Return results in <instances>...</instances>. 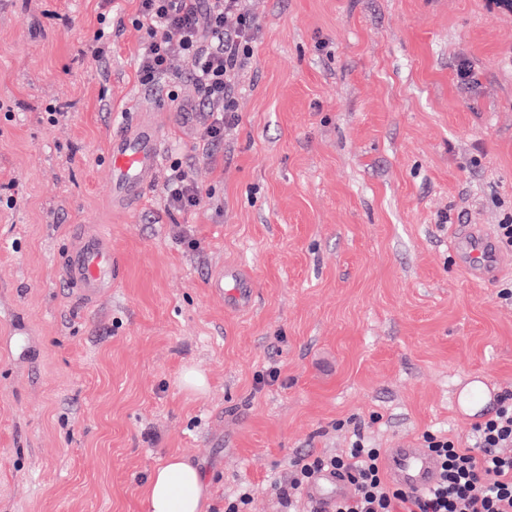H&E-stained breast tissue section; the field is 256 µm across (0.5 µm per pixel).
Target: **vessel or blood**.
<instances>
[{
	"label": "vessel or blood",
	"mask_w": 512,
	"mask_h": 512,
	"mask_svg": "<svg viewBox=\"0 0 512 512\" xmlns=\"http://www.w3.org/2000/svg\"><path fill=\"white\" fill-rule=\"evenodd\" d=\"M166 141L165 123L154 118L131 119L112 133L109 169L113 208L123 210L141 200L154 181ZM448 247L464 256L469 272L481 281L492 280L504 265L494 239L481 225H456ZM61 273L86 303L111 292L115 259L110 237L103 233L74 234L63 256ZM209 288L235 310L249 308L255 294L253 282L234 266L218 268L209 279ZM385 468L393 483L417 494L433 486L439 477L436 460L414 442L389 449ZM347 490L343 479L326 473L309 487L307 495L322 512H330Z\"/></svg>",
	"instance_id": "obj_1"
}]
</instances>
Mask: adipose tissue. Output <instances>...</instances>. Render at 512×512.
<instances>
[{
  "label": "adipose tissue",
  "instance_id": "obj_1",
  "mask_svg": "<svg viewBox=\"0 0 512 512\" xmlns=\"http://www.w3.org/2000/svg\"><path fill=\"white\" fill-rule=\"evenodd\" d=\"M210 486L201 471L169 454L152 471L143 492L146 512H207Z\"/></svg>",
  "mask_w": 512,
  "mask_h": 512
}]
</instances>
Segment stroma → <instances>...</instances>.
<instances>
[{
  "instance_id": "1",
  "label": "stroma",
  "mask_w": 512,
  "mask_h": 512,
  "mask_svg": "<svg viewBox=\"0 0 512 512\" xmlns=\"http://www.w3.org/2000/svg\"><path fill=\"white\" fill-rule=\"evenodd\" d=\"M249 7L236 119L207 147L177 119L192 80L174 103L137 79L138 0H0V196L17 201L0 210V512H145L172 453L205 474L210 512L244 483L252 512H288L270 486L290 457L339 452L358 427L377 448L463 442L467 378L512 394V247L489 282L448 248L454 225L512 219V13ZM145 110L170 121L161 167L181 160L200 206L170 211L156 182L112 209L108 142ZM79 227L112 239V295L93 306L58 272ZM221 265L254 280L250 309L210 293ZM187 365L204 397L181 389Z\"/></svg>"
}]
</instances>
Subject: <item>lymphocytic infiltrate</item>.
<instances>
[{"label": "lymphocytic infiltrate", "instance_id": "lymphocytic-infiltrate-1", "mask_svg": "<svg viewBox=\"0 0 512 512\" xmlns=\"http://www.w3.org/2000/svg\"><path fill=\"white\" fill-rule=\"evenodd\" d=\"M138 2L136 23L148 30L139 58L141 84L168 83L174 100L182 78L191 79L201 93L203 140H223L224 125L235 110L239 73L254 55L258 32L246 0ZM177 57L185 65L184 73L171 70ZM422 441L440 465L438 482L423 495L392 483L380 449L359 433L342 453L291 458L279 496L291 500L294 492L328 472L350 487L332 512H512L511 396H500L491 416L475 424L469 446H459L443 432H424Z\"/></svg>", "mask_w": 512, "mask_h": 512}]
</instances>
